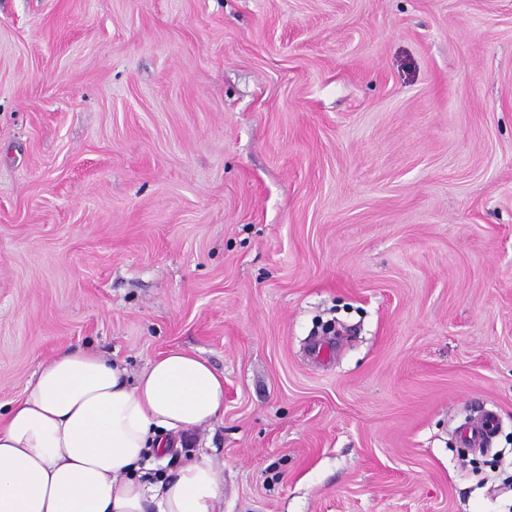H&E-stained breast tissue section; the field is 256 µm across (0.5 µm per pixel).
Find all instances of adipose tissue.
<instances>
[{
  "label": "adipose tissue",
  "mask_w": 512,
  "mask_h": 512,
  "mask_svg": "<svg viewBox=\"0 0 512 512\" xmlns=\"http://www.w3.org/2000/svg\"><path fill=\"white\" fill-rule=\"evenodd\" d=\"M224 412V377L173 348L137 375L91 350H60L0 413V512H224L206 457L176 475L153 462Z\"/></svg>",
  "instance_id": "ef3b65f1"
}]
</instances>
